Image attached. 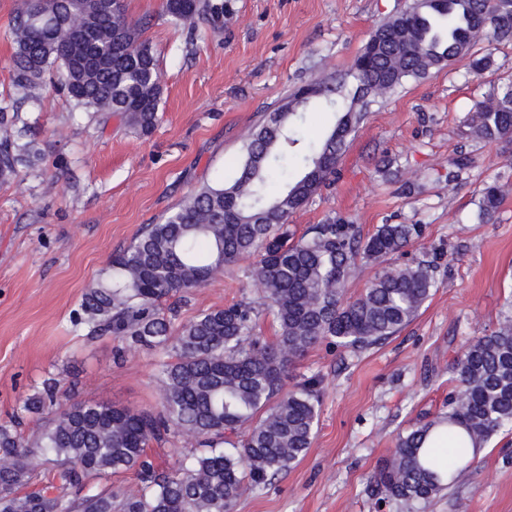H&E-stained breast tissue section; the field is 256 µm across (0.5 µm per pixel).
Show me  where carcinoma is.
<instances>
[{
  "label": "carcinoma",
  "instance_id": "1",
  "mask_svg": "<svg viewBox=\"0 0 512 512\" xmlns=\"http://www.w3.org/2000/svg\"><path fill=\"white\" fill-rule=\"evenodd\" d=\"M176 24L223 12L211 0H162ZM144 24L128 17L124 0H21L12 25L14 85L28 90L61 76L75 108L118 114L150 133L159 120L161 72L142 38ZM512 39V0H413L380 24L354 59L350 75L362 93L342 94L333 74L308 79L248 136L234 178L205 184L157 224H147L106 276L84 292L71 323L86 337L110 335L128 351L155 356L159 410L77 401L49 379L25 397L24 413L51 415L22 430L20 416L0 423V512H232L247 492L266 487L303 458L317 426L322 395L316 376L285 388L290 369L323 341L361 351L395 335L431 296L434 267L425 260L378 273L348 301L345 284L359 261L375 262L420 238V224H382L369 237L344 217H329L300 237L288 219L337 174L347 137L368 106L407 78H423L470 53L479 41ZM316 103L340 113L318 143L297 160L300 173L274 184L301 141L297 123ZM473 133L486 143L512 138V88L476 103ZM18 113L0 107V178L32 153L10 130ZM500 186L480 191L479 219L491 218ZM245 255L258 296L198 312L175 324L178 310L163 300L224 275ZM278 326L274 341L257 333L263 312ZM459 386L448 412L398 436L372 484L382 498L426 504L468 467L470 450L500 430H512V318L473 338L455 361ZM169 444L171 470L155 467L150 445ZM51 464L42 487L33 459ZM133 470L137 487L111 482Z\"/></svg>",
  "mask_w": 512,
  "mask_h": 512
}]
</instances>
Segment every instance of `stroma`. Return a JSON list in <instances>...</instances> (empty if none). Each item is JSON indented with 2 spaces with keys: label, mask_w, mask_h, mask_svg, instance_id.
Returning <instances> with one entry per match:
<instances>
[{
  "label": "stroma",
  "mask_w": 512,
  "mask_h": 512,
  "mask_svg": "<svg viewBox=\"0 0 512 512\" xmlns=\"http://www.w3.org/2000/svg\"><path fill=\"white\" fill-rule=\"evenodd\" d=\"M222 17L174 24L162 0H125L146 19L143 37L162 74L159 122L147 135L120 116L74 108L59 81L23 91L12 82L11 27L20 0H0V106L20 113L23 141L40 150L0 178V422L54 376L78 399L156 406L154 360L115 341L89 340L71 317L113 252L159 222L200 186L231 179L245 137L311 74L345 75L375 26L409 0H223ZM483 77L468 59L409 79L373 103L337 165L334 185L294 213L303 234L342 216L362 236L382 224H420L402 252L353 268L358 297L376 272L435 261L436 286L414 320L382 344L352 353L319 344L288 381L315 375L323 402L307 454L234 512H412L378 500L371 477L399 434L443 412L457 384L453 363L474 337L512 316V140L488 144L472 131L475 103L512 86V40L479 43ZM472 158L461 166L462 158ZM497 181L491 223L478 218L483 182ZM242 257L194 289L181 320L254 296ZM419 512H512V431L478 448L469 467Z\"/></svg>",
  "instance_id": "1"
}]
</instances>
